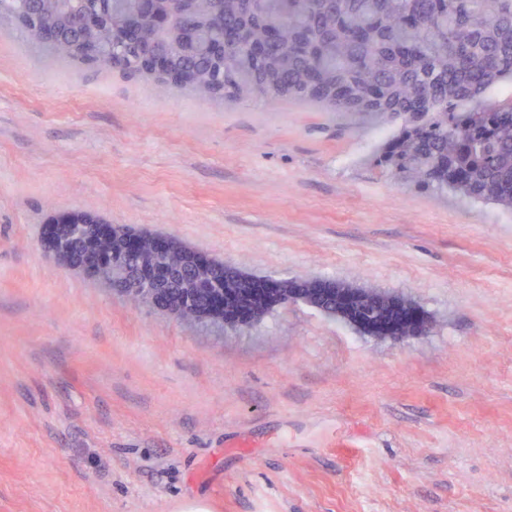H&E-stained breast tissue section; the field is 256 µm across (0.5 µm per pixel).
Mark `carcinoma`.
I'll return each instance as SVG.
<instances>
[{"mask_svg":"<svg viewBox=\"0 0 512 512\" xmlns=\"http://www.w3.org/2000/svg\"><path fill=\"white\" fill-rule=\"evenodd\" d=\"M104 0H0V12L27 17L17 26L26 41L56 60H81L95 49L93 66L115 70L111 29L137 17L143 44L164 42L182 69L195 76L187 91L226 105L253 97L315 104L333 112L401 119L400 133L378 155L398 179L451 190L466 201L512 209V94L492 102L481 95L512 79V0H192L194 51L178 30L158 27L136 0H112L96 28H73L83 11ZM56 28L63 41L41 35ZM82 253L101 255L94 276L110 280L112 261L127 270L150 256L124 253L129 231L113 228L100 241L89 224L56 228ZM176 276L168 288L172 307L190 304L185 320L219 323L206 296L226 289L239 308L267 313L255 284L214 259L206 268L183 252L166 259ZM309 304L337 315L336 285Z\"/></svg>","mask_w":512,"mask_h":512,"instance_id":"carcinoma-1","label":"carcinoma"}]
</instances>
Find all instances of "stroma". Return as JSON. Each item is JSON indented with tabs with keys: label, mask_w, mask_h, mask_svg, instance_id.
<instances>
[{
	"label": "stroma",
	"mask_w": 512,
	"mask_h": 512,
	"mask_svg": "<svg viewBox=\"0 0 512 512\" xmlns=\"http://www.w3.org/2000/svg\"><path fill=\"white\" fill-rule=\"evenodd\" d=\"M396 130L162 96L0 21V512H512V210L392 178ZM78 211L429 324L206 330L50 261Z\"/></svg>",
	"instance_id": "35a3bbf8"
}]
</instances>
